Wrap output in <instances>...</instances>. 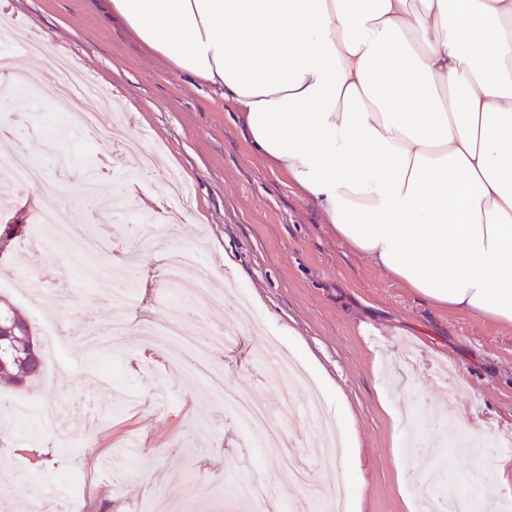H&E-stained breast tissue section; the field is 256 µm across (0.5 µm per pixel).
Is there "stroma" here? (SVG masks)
I'll return each mask as SVG.
<instances>
[{
  "mask_svg": "<svg viewBox=\"0 0 512 512\" xmlns=\"http://www.w3.org/2000/svg\"><path fill=\"white\" fill-rule=\"evenodd\" d=\"M11 2L8 22L69 49L112 97L101 105L104 133L96 138L67 113L43 112L62 133L61 163L42 151L21 117L40 110L37 94L18 111L0 112V125L35 152L61 190L85 167L104 168L105 194L118 207L93 223L103 246L87 253L67 245V225L39 223L35 190L0 202V274L35 269L45 290L72 300L51 310L59 337L34 327L42 378L28 389L0 383V414L51 395L70 398L58 424L12 433L0 455L5 512H28V495L44 483L58 487L49 507L59 512L63 496L87 475L94 482L86 512H148L158 491L171 512H242L237 488L253 480L271 487L272 512H291L303 489L282 468L280 453L309 452L317 428L297 414L284 418L275 387L261 379L263 346L294 358L311 377L313 389L299 390L296 406L318 390L339 432L356 438L358 460L343 475L349 512H412L414 484L400 479L395 459L415 448L442 455L451 417L478 432L512 434V330L431 305L337 240L288 176L253 152L223 97L173 72L107 16L104 0ZM132 138L159 158L140 174L133 190L140 198L154 199L173 178L184 182L181 245L197 251L207 288L167 280L165 249L149 239L151 218L128 205L133 191L125 177L135 160L121 148ZM38 236L50 244L36 254L31 241ZM119 286L131 295L123 309L111 301ZM188 300L186 332L203 321L229 335L209 359L211 373L283 417L281 450L254 447L252 432L210 394L206 377L169 361L163 327ZM119 316L130 335L99 362L108 371L102 378L81 337L91 328L111 331ZM441 367L465 382L464 393H431L429 377ZM405 407L414 423L399 431L388 411Z\"/></svg>",
  "mask_w": 512,
  "mask_h": 512,
  "instance_id": "1",
  "label": "stroma"
}]
</instances>
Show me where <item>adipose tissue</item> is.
<instances>
[{
    "label": "adipose tissue",
    "mask_w": 512,
    "mask_h": 512,
    "mask_svg": "<svg viewBox=\"0 0 512 512\" xmlns=\"http://www.w3.org/2000/svg\"><path fill=\"white\" fill-rule=\"evenodd\" d=\"M219 91L336 238L427 302L512 330V0H108ZM507 460L479 456L458 490Z\"/></svg>",
    "instance_id": "1"
}]
</instances>
